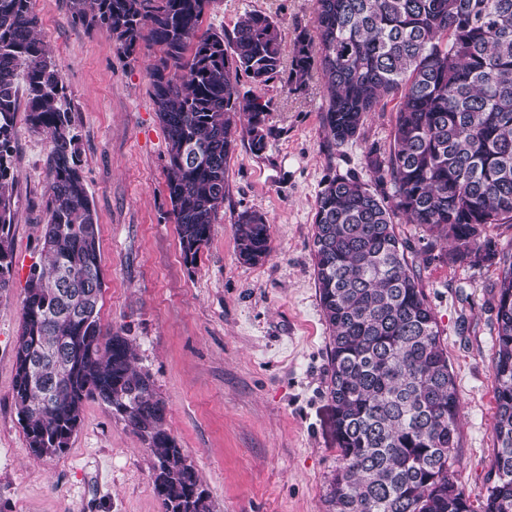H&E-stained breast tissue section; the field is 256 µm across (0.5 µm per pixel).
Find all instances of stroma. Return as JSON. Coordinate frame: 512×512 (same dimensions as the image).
Here are the masks:
<instances>
[{
  "instance_id": "1",
  "label": "stroma",
  "mask_w": 512,
  "mask_h": 512,
  "mask_svg": "<svg viewBox=\"0 0 512 512\" xmlns=\"http://www.w3.org/2000/svg\"><path fill=\"white\" fill-rule=\"evenodd\" d=\"M39 36L68 89L82 174L99 220L101 319L124 330L166 402V423L207 487L213 512H328L336 444L328 400V331L312 257L316 198L335 174L365 175L370 149L387 151L394 106L372 113L361 137L328 154L318 72L292 76L293 50L313 32V0H213L205 27L233 32L249 12L281 25L282 67L241 92L268 105L263 151L238 142L224 208L195 266L184 263L170 217L167 143L150 97L157 49L121 54L111 36L75 20L69 0H33ZM13 286L0 294V512H161L140 437L90 400L63 453L34 456L13 400L15 343L29 266L47 221L49 141L18 112ZM245 209L270 224L271 253L238 261L235 221ZM396 232L420 274L448 352L462 413L459 484L483 508L495 460V284L498 266L430 252L422 227Z\"/></svg>"
}]
</instances>
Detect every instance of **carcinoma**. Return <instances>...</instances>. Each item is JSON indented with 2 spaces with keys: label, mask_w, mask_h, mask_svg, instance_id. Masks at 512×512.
Wrapping results in <instances>:
<instances>
[{
  "label": "carcinoma",
  "mask_w": 512,
  "mask_h": 512,
  "mask_svg": "<svg viewBox=\"0 0 512 512\" xmlns=\"http://www.w3.org/2000/svg\"><path fill=\"white\" fill-rule=\"evenodd\" d=\"M212 0H70L83 25L123 55L160 50L151 99L167 141V191L183 259L195 265L224 209L237 141L263 150L268 106L242 95L282 65L279 22L252 12L233 33L202 30ZM32 0H0V292L12 287L15 117L24 82L30 127L46 135L48 221L15 344L13 399L28 448H67L98 400L143 440L162 512H212L208 491L166 425V404L133 341L104 327L98 217L81 170L67 88ZM319 69L325 147L358 138L368 114L398 100L389 150L365 156L368 179L329 178L316 200L312 252L329 330L328 396L338 466L330 512H472L456 477L460 400L435 312L395 220L418 224L453 257L501 265L495 299L494 478L483 512H512V260L483 239L512 224V0H315L295 80ZM201 157L185 156L189 144ZM392 193L386 194L384 186ZM248 265L271 252L265 216L240 212Z\"/></svg>",
  "instance_id": "cac0c4a2"
}]
</instances>
